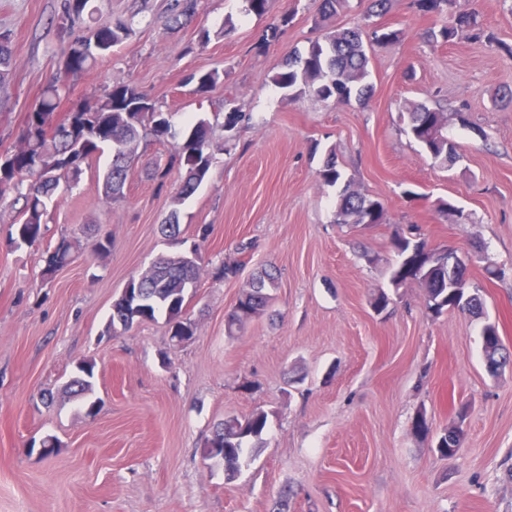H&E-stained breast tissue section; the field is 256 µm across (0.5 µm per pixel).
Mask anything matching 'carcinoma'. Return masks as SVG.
Segmentation results:
<instances>
[{"instance_id":"cac0c4a2","label":"carcinoma","mask_w":512,"mask_h":512,"mask_svg":"<svg viewBox=\"0 0 512 512\" xmlns=\"http://www.w3.org/2000/svg\"><path fill=\"white\" fill-rule=\"evenodd\" d=\"M455 0H414L416 10L426 16L450 14V21L439 30L430 32L431 38L439 37L445 43L474 40L484 36V29L474 12L454 10ZM196 0H175L174 14L170 22L179 17L190 18L195 13ZM127 26L118 22L111 27L96 28L89 34L75 39L71 46L81 45L85 54L77 59L69 73L82 70L88 61L95 60L110 51L126 35ZM399 39V32L385 29L374 30L368 40H363V30L336 28L326 32L323 39H316L305 56L299 61L288 62L272 80L276 87L290 96L312 94L323 100L337 103L363 101L370 92L368 83L369 58L366 46L387 44ZM11 34L0 31V82L5 81L12 69ZM65 76L60 75L44 93L39 111L29 114L21 134L23 147L6 155L0 162V203L15 192L24 198L25 204L16 218V246L34 245L44 235L43 216L46 200L58 189L71 188L80 179L82 165L89 163L105 146L112 150V162L102 176V192L106 198L119 201L136 161L138 147L147 135L162 139L170 133L171 123L166 113L145 94L128 84L115 85L93 105L91 112H72L69 124H61L47 131L56 101L65 90ZM406 133L436 162L452 168L460 160L457 143L448 137V119L443 110L418 104L408 112ZM212 140V126L199 119L189 127L183 142L171 155L166 168L158 172L165 177L171 168L184 167L187 175L179 187L176 201L189 196L206 177L212 163L208 152ZM320 177L329 186H340L336 198V222L372 228L384 223V206L353 187L352 180L344 179L336 160L329 158L320 170ZM254 244L241 241L236 245L239 258L233 263H220L213 275L227 279L237 275L250 259ZM395 260L389 266V282L393 293L409 282L424 288L425 309L434 315L448 310L478 313L483 310L482 289L469 282L457 284L448 279V255L445 247L426 249V242L414 235L412 228H398L390 239ZM78 250L76 240L63 236L46 259L41 277L47 280L61 267L71 263ZM189 250L175 256H160L144 278H131V288L137 295L121 296L112 305L109 330L116 326L129 330L134 325L153 320L156 313L165 312L173 335H182L191 324L184 318V301L189 290L197 287L200 267L187 263ZM277 275L266 270L249 284L237 302L224 316L227 336L241 331L247 321L259 315L271 300L270 290L276 287ZM480 336L487 370L499 373V367L512 363V350L507 348L495 323L483 324ZM94 367L79 362L68 381L69 394L88 403L93 412ZM420 423L416 435L431 439L442 458L453 457L461 447L463 430L446 428L435 434L429 427L425 414L416 417ZM268 422V414L254 411L244 416H229L215 425L203 442V451L219 449L215 463L224 466L227 478L232 479L239 471L248 449L257 448Z\"/></svg>"}]
</instances>
